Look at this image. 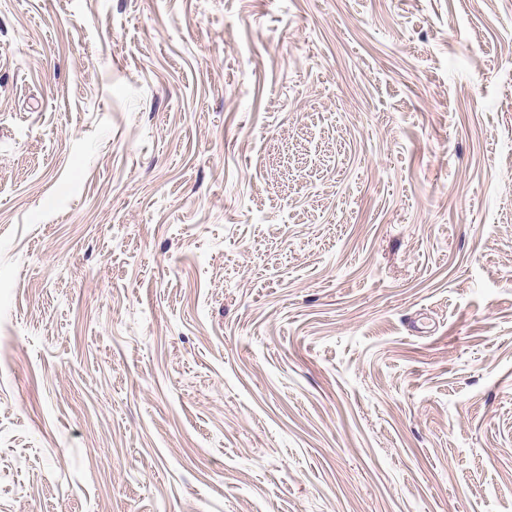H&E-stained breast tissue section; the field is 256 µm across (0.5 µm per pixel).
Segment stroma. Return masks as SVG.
Returning <instances> with one entry per match:
<instances>
[{"mask_svg":"<svg viewBox=\"0 0 512 512\" xmlns=\"http://www.w3.org/2000/svg\"><path fill=\"white\" fill-rule=\"evenodd\" d=\"M0 512H512V0H0Z\"/></svg>","mask_w":512,"mask_h":512,"instance_id":"1","label":"stroma"}]
</instances>
